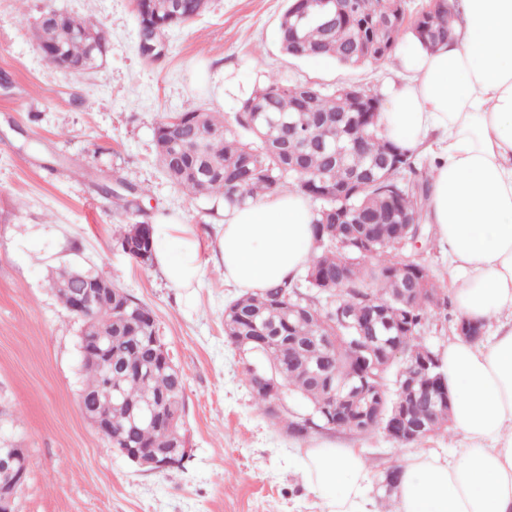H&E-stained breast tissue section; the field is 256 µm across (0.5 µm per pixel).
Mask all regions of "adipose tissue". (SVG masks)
Instances as JSON below:
<instances>
[{"label":"adipose tissue","mask_w":512,"mask_h":512,"mask_svg":"<svg viewBox=\"0 0 512 512\" xmlns=\"http://www.w3.org/2000/svg\"><path fill=\"white\" fill-rule=\"evenodd\" d=\"M447 43H402L407 79L391 86L380 123L389 139L434 147L426 221L462 285L457 315L496 322L493 336L449 341L441 357L451 426L467 441L447 458L395 457L394 512H512V0H457ZM308 198L285 189L224 210L211 265L191 225L157 216L153 254L178 288L214 269L242 292L294 279L314 255ZM322 512H374L370 468L352 448H305Z\"/></svg>","instance_id":"adipose-tissue-1"}]
</instances>
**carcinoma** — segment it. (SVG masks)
<instances>
[{
    "instance_id": "carcinoma-1",
    "label": "carcinoma",
    "mask_w": 512,
    "mask_h": 512,
    "mask_svg": "<svg viewBox=\"0 0 512 512\" xmlns=\"http://www.w3.org/2000/svg\"><path fill=\"white\" fill-rule=\"evenodd\" d=\"M208 0H150L138 13L140 23L172 25L171 14L200 16ZM318 0H287L279 23V42L289 55L305 59L320 53L346 65L391 57L403 30L435 46L448 39L453 21L448 0H428L409 26L405 0H352L349 14L335 21L315 18ZM97 25L71 16L45 13L37 34L43 57L61 51L83 71L100 49L87 35ZM371 100L378 96L350 86L326 91L316 84L285 85L270 76L242 103L234 123L214 112H181L182 125L172 130L168 118L155 128L156 153L169 183L192 196L224 198L244 205L275 189L296 191L318 204L313 218L316 256L295 279L258 294L231 301L224 309V335L245 343L254 360L268 371L269 384L253 389L255 405L267 413L271 399L294 398L304 412L284 413L281 420L293 434L304 436L336 421L338 393L327 380L346 384L359 375L374 394L387 402L396 398L397 383L411 379L442 383L439 369L425 376L404 361L363 368L362 342L356 326L373 307L383 312L376 335L401 337L407 351L428 348L422 328L439 319L448 297L428 268L412 261L419 276L410 279L390 240L429 237L424 213L429 180L417 174L420 151L397 146L380 125V113L349 112L344 91ZM297 124L296 142H288V124ZM399 166L382 177L378 165L389 155ZM419 216V223L406 220ZM150 225L132 224L118 240L133 260L152 263ZM93 277L112 285L113 293L130 302L126 314L105 303L96 306V323L112 333V372L96 362L80 365L85 375L81 391L85 409L111 417L118 438L129 448H167L183 435L182 426L168 429L148 422H131L130 404H144L166 394L168 414L184 416V378L157 364L149 345L156 326L153 312L102 272ZM50 288L66 309L88 283L63 267L51 274ZM404 288L415 289L404 302ZM347 312L354 327L339 314ZM119 394L109 399L107 388Z\"/></svg>"
}]
</instances>
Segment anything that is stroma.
Instances as JSON below:
<instances>
[{"label": "stroma", "mask_w": 512, "mask_h": 512, "mask_svg": "<svg viewBox=\"0 0 512 512\" xmlns=\"http://www.w3.org/2000/svg\"><path fill=\"white\" fill-rule=\"evenodd\" d=\"M285 0H208L168 31L164 53L140 47L133 0H0V445L25 449L29 474L16 512H321L302 450L331 441L360 452L374 477L394 441L373 430L291 434L256 410L245 358L224 337L238 291L206 272L190 305L156 265L117 245L128 225L172 215L207 237L224 201L183 194L154 146L163 116L196 109L232 120L268 76L332 90L385 94L395 59L349 67L286 55L277 30ZM55 10L93 20L106 51L75 73L43 58L36 28ZM143 190L127 212L128 187ZM64 266L105 272L152 310L185 378L184 467L156 473L130 462L82 415L81 323L48 286Z\"/></svg>", "instance_id": "35a3bbf8"}]
</instances>
